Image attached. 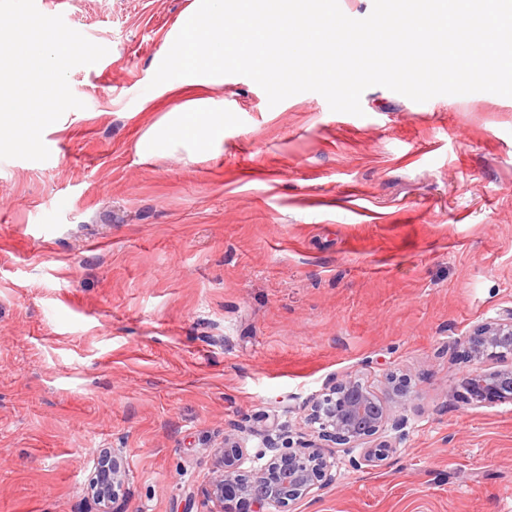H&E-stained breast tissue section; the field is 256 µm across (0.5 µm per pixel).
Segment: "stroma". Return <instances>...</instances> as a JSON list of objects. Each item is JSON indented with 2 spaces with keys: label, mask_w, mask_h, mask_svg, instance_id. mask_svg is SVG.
<instances>
[{
  "label": "stroma",
  "mask_w": 512,
  "mask_h": 512,
  "mask_svg": "<svg viewBox=\"0 0 512 512\" xmlns=\"http://www.w3.org/2000/svg\"><path fill=\"white\" fill-rule=\"evenodd\" d=\"M191 2L69 0L108 53L70 70L83 106L49 159L0 160V512H89L115 448L127 512H216L225 431L257 458L360 368L410 378L405 439L376 470L335 449L287 512H512V404L443 393L512 308V97L372 86L356 116L228 75L220 155L144 158L174 101L140 103Z\"/></svg>",
  "instance_id": "1"
}]
</instances>
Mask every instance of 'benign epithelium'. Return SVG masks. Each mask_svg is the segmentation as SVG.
<instances>
[{"label":"benign epithelium","instance_id":"7a95c632","mask_svg":"<svg viewBox=\"0 0 512 512\" xmlns=\"http://www.w3.org/2000/svg\"><path fill=\"white\" fill-rule=\"evenodd\" d=\"M463 345V357L475 370L462 382L463 394L452 387L451 395L474 406L511 404L512 365L486 369L484 364L512 356V310L476 325L464 336ZM412 393L406 377L390 375L380 392L365 381L362 372L351 371L313 399L306 417L310 439L294 447L287 440L289 429L277 427L278 434L262 437L270 458L247 474L241 471L246 459L241 437L234 432L224 434V457L214 471L207 496L217 504L218 512H236L233 501L237 498L249 501L253 512H271L308 498L333 481V464L322 451L327 442L361 449L351 459L357 468L384 465L406 436L408 418L403 411ZM125 478L122 456L114 449L111 464L102 467L94 481L96 500L103 501L98 512H125L124 501L110 494Z\"/></svg>","mask_w":512,"mask_h":512}]
</instances>
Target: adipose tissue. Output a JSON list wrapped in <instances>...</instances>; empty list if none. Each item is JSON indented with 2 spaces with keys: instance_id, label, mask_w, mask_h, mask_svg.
I'll use <instances>...</instances> for the list:
<instances>
[{
  "instance_id": "adipose-tissue-1",
  "label": "adipose tissue",
  "mask_w": 512,
  "mask_h": 512,
  "mask_svg": "<svg viewBox=\"0 0 512 512\" xmlns=\"http://www.w3.org/2000/svg\"><path fill=\"white\" fill-rule=\"evenodd\" d=\"M261 15L272 17L281 30L305 35L315 52L349 38L336 23L335 0H193L157 63L155 97L175 94L181 101L143 133L138 153H180L194 161L223 151L224 110L214 99L195 97L194 92L223 84L229 62L254 65L258 77L275 86L318 80L332 90H345L346 70L327 63L289 68L269 63L267 35L255 23Z\"/></svg>"
}]
</instances>
